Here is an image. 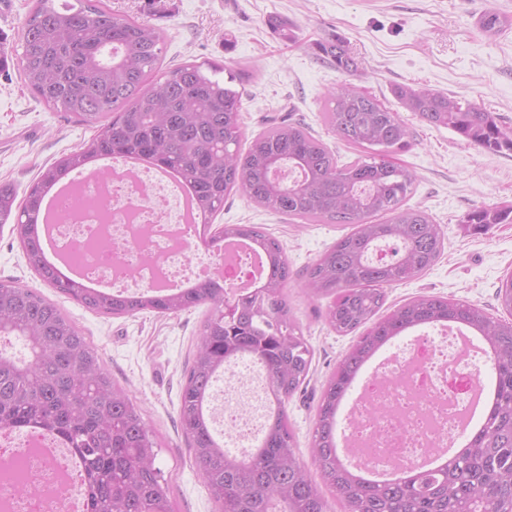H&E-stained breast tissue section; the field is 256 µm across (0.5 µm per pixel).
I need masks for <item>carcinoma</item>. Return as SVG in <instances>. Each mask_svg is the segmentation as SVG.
<instances>
[{
    "mask_svg": "<svg viewBox=\"0 0 512 512\" xmlns=\"http://www.w3.org/2000/svg\"><path fill=\"white\" fill-rule=\"evenodd\" d=\"M281 38H298L287 19L270 17ZM489 37L512 27V17L488 12L479 19ZM16 55L24 83L46 105L60 107L100 132L41 169L20 205L0 185V224L12 232L42 281L55 292L112 317L142 311L176 314L205 305L208 315L181 387L179 420L197 472L221 512H330L329 501L296 456L285 404L305 384L313 352L289 317L292 270L280 242L255 224L209 223L233 192L261 208L305 224H349L306 268L304 288L312 299L333 298L326 322L336 333H360L326 381L318 405L312 452L323 482L345 512H469L481 498L484 512H512V321H495L473 304L420 296L379 315L385 287L428 270L444 250L439 225L406 206L412 172L392 160L410 145L401 116L372 94L344 83L329 93L323 121L329 131L364 155L338 164L336 154L304 126L274 121L241 151L242 91L224 67L186 62L166 70L162 33L145 21L112 14L102 0H36ZM316 48L350 73L354 59L343 42ZM394 96L420 119L443 125L482 148L512 151V132L478 104L430 89L399 86ZM143 156L176 170L195 190L208 247L229 238H250L265 253L261 288L228 297L224 287L203 280L176 292L93 294L63 278L41 256L38 227L46 192L72 170L107 156ZM466 222L475 231L511 224L512 208L475 209ZM390 241L399 250L372 259ZM235 304L224 319V301ZM512 312V274L497 291ZM455 321L477 329L491 348L498 380L495 407L483 430L461 453L410 480L379 484L362 479L336 452L338 407L360 366L403 332ZM0 337L20 341L18 357L0 351V430L59 433L84 470L86 512H173L171 489L156 467L149 424L127 391L112 380L81 330L52 300L24 286L0 282ZM252 358L265 373L266 414L262 434L242 455L224 448L213 427L209 402L214 382L237 360Z\"/></svg>",
    "mask_w": 512,
    "mask_h": 512,
    "instance_id": "1",
    "label": "carcinoma"
}]
</instances>
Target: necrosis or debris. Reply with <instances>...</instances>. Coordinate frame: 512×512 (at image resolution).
Returning a JSON list of instances; mask_svg holds the SVG:
<instances>
[{
  "mask_svg": "<svg viewBox=\"0 0 512 512\" xmlns=\"http://www.w3.org/2000/svg\"><path fill=\"white\" fill-rule=\"evenodd\" d=\"M83 203L57 210L54 244L63 255L80 257L90 277L110 279L113 291L149 288L157 281L200 280L215 267L243 282L256 266L246 253L195 254L183 232V215L171 211L168 184L140 173L109 180L84 176ZM480 369L460 346L419 335L403 354L380 361L350 409L346 439L356 460L367 469L396 464L419 466L432 452L452 444L473 407ZM263 394L254 378L232 366L224 387L211 397L212 421L223 425L229 442L246 449L261 432ZM20 453L8 468L38 474L48 483L57 472L54 460L38 458L37 441L14 439ZM20 481L0 479V512H58L57 497L40 491L21 496Z\"/></svg>",
  "mask_w": 512,
  "mask_h": 512,
  "instance_id": "4bbe7bcc",
  "label": "necrosis or debris"
}]
</instances>
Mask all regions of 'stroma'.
I'll list each match as a JSON object with an SVG mask.
<instances>
[{
	"instance_id": "stroma-1",
	"label": "stroma",
	"mask_w": 512,
	"mask_h": 512,
	"mask_svg": "<svg viewBox=\"0 0 512 512\" xmlns=\"http://www.w3.org/2000/svg\"><path fill=\"white\" fill-rule=\"evenodd\" d=\"M121 17L148 22L165 37L163 66L214 61L225 70L248 68L240 112L243 139L251 141L272 120L303 121L340 162L360 148L338 141L322 122L328 91L351 83L399 109V85L449 93L490 109L512 130V30L490 38L478 27L485 13L512 16V0H107ZM35 0H0V50L21 51L23 23ZM293 23L297 42L281 40L272 16ZM342 40L356 68L336 71L319 55L320 42ZM401 112L412 131L395 162L415 176L406 200L439 224L445 248L423 274L388 286L387 306L421 295L440 296L512 319L496 298L512 273V223L477 233L465 222L474 209L512 207V152L482 149L444 126ZM98 129L48 107L22 82L14 64L0 68V184L25 196L40 170L97 135ZM213 225L257 224L284 247L292 269L291 319L313 351L310 375L286 404L296 452L312 479V436L322 386L354 343L325 320L328 299L303 289L304 273L347 233V224H304L271 214L241 193L231 194ZM0 281L52 298L80 328L113 381L125 389L148 422L156 465L171 487L174 512H218L194 464L179 422L180 388L192 360L207 307L176 314L144 311L121 318L85 308L48 288L28 260L11 225L0 226Z\"/></svg>"
}]
</instances>
